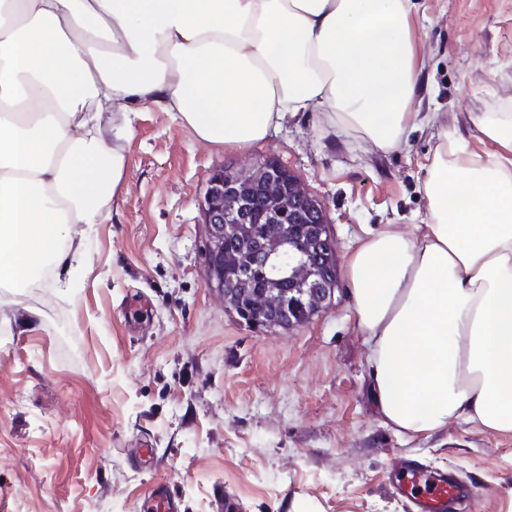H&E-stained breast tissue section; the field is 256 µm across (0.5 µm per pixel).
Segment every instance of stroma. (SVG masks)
Segmentation results:
<instances>
[{
  "mask_svg": "<svg viewBox=\"0 0 512 512\" xmlns=\"http://www.w3.org/2000/svg\"><path fill=\"white\" fill-rule=\"evenodd\" d=\"M425 60L415 109L436 114L390 151L326 114L229 150L148 108L123 142L121 187L99 223L73 224L82 262L0 288V512H142L166 482L179 512H414L393 459L452 475L448 512H512V434L452 421L385 427L346 277L306 324L256 331L206 288L200 200L212 169L273 159L326 211L346 270L363 225L424 223V165L442 139L485 151L472 115L512 110V0H417ZM153 451L143 465L140 449Z\"/></svg>",
  "mask_w": 512,
  "mask_h": 512,
  "instance_id": "obj_1",
  "label": "stroma"
}]
</instances>
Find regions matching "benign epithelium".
Returning a JSON list of instances; mask_svg holds the SVG:
<instances>
[{"instance_id": "1", "label": "benign epithelium", "mask_w": 512, "mask_h": 512, "mask_svg": "<svg viewBox=\"0 0 512 512\" xmlns=\"http://www.w3.org/2000/svg\"><path fill=\"white\" fill-rule=\"evenodd\" d=\"M283 176L284 167L272 159L240 170L230 165L215 167L200 203L206 227L204 249L224 253V240L240 234V224L251 188L257 185L263 187L269 199L267 223L274 227L269 257L278 268L296 273L297 292L306 297L311 315L314 316L327 308L335 298L336 277H321L319 269L330 265V260L336 258V240L327 233L318 237L316 246H307L300 240L294 245L289 243L283 217L294 202H309L318 211L323 224L327 223V216L321 203L297 175H292L288 183V194H283L280 191ZM205 284L221 295L225 308L247 317L254 328L262 326L266 330L275 331L296 326L287 315H279L286 305V298L274 290L259 297L250 310H243L236 290L224 287L222 264H205Z\"/></svg>"}]
</instances>
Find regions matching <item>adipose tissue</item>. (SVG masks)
<instances>
[{"mask_svg": "<svg viewBox=\"0 0 512 512\" xmlns=\"http://www.w3.org/2000/svg\"><path fill=\"white\" fill-rule=\"evenodd\" d=\"M414 0H0V288L45 266L66 287V225L98 223L122 141L153 106L246 148L326 112L381 150L416 124ZM440 145L428 219L368 227L347 278L382 420L414 437L457 420L512 434V113Z\"/></svg>", "mask_w": 512, "mask_h": 512, "instance_id": "1", "label": "adipose tissue"}]
</instances>
